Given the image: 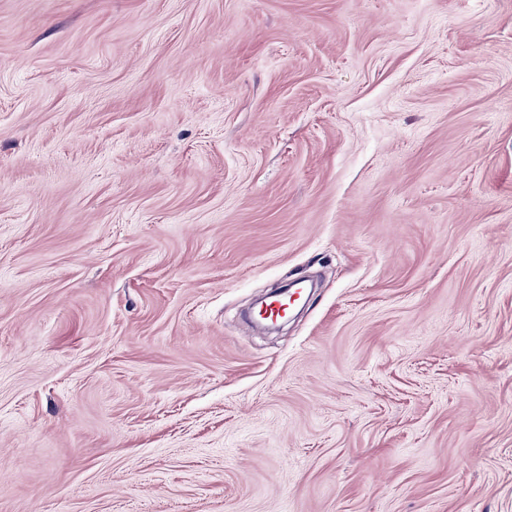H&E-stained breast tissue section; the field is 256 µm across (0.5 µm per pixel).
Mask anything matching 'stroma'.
<instances>
[{
	"label": "stroma",
	"mask_w": 512,
	"mask_h": 512,
	"mask_svg": "<svg viewBox=\"0 0 512 512\" xmlns=\"http://www.w3.org/2000/svg\"><path fill=\"white\" fill-rule=\"evenodd\" d=\"M0 512H512V0H0Z\"/></svg>",
	"instance_id": "obj_1"
}]
</instances>
